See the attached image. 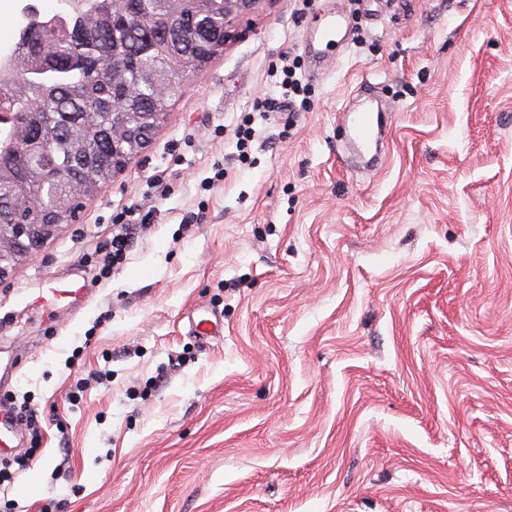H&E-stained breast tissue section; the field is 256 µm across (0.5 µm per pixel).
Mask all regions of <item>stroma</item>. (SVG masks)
I'll return each mask as SVG.
<instances>
[{
    "mask_svg": "<svg viewBox=\"0 0 512 512\" xmlns=\"http://www.w3.org/2000/svg\"><path fill=\"white\" fill-rule=\"evenodd\" d=\"M30 5L60 7L0 0V57ZM327 7L350 40L313 78L300 43ZM238 29L78 221L0 279V396L44 432L40 492L0 499L512 512V0H264ZM292 64L305 109L254 111ZM366 82L389 108L374 171L341 159L336 123ZM131 206L148 228L101 275ZM46 278L92 296L36 305Z\"/></svg>",
    "mask_w": 512,
    "mask_h": 512,
    "instance_id": "1",
    "label": "stroma"
}]
</instances>
